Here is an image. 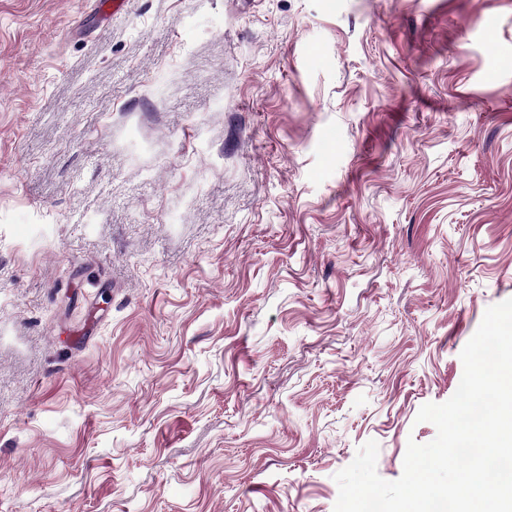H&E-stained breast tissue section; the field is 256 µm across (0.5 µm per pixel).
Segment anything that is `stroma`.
Segmentation results:
<instances>
[{
  "label": "stroma",
  "instance_id": "stroma-1",
  "mask_svg": "<svg viewBox=\"0 0 512 512\" xmlns=\"http://www.w3.org/2000/svg\"><path fill=\"white\" fill-rule=\"evenodd\" d=\"M0 0V512H334L512 298V0Z\"/></svg>",
  "mask_w": 512,
  "mask_h": 512
}]
</instances>
